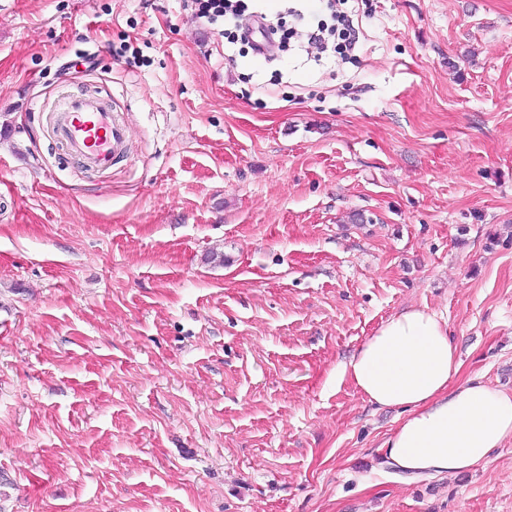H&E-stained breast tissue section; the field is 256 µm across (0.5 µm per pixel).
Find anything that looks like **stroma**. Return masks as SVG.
I'll return each mask as SVG.
<instances>
[{
  "mask_svg": "<svg viewBox=\"0 0 512 512\" xmlns=\"http://www.w3.org/2000/svg\"><path fill=\"white\" fill-rule=\"evenodd\" d=\"M357 22L318 65L184 0H0V512H512V440L403 481L402 410L336 375L425 307L512 391V0ZM65 90L124 118L109 170ZM56 112L54 137L89 168L107 170L124 151L126 127L104 99L65 93L58 100Z\"/></svg>",
  "mask_w": 512,
  "mask_h": 512,
  "instance_id": "stroma-1",
  "label": "stroma"
}]
</instances>
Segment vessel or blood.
<instances>
[{
	"instance_id": "1",
	"label": "vessel or blood",
	"mask_w": 512,
	"mask_h": 512,
	"mask_svg": "<svg viewBox=\"0 0 512 512\" xmlns=\"http://www.w3.org/2000/svg\"><path fill=\"white\" fill-rule=\"evenodd\" d=\"M52 132L61 147L78 155L86 166L108 169L127 143V130L102 98L62 94Z\"/></svg>"
}]
</instances>
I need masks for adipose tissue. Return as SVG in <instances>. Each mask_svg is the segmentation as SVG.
Listing matches in <instances>:
<instances>
[{
  "mask_svg": "<svg viewBox=\"0 0 512 512\" xmlns=\"http://www.w3.org/2000/svg\"><path fill=\"white\" fill-rule=\"evenodd\" d=\"M460 368L447 320L422 307L392 316L341 366L370 403L404 411L383 446L405 479L481 468L512 440V392L458 382Z\"/></svg>",
  "mask_w": 512,
  "mask_h": 512,
  "instance_id": "ef3b65f1",
  "label": "adipose tissue"
}]
</instances>
